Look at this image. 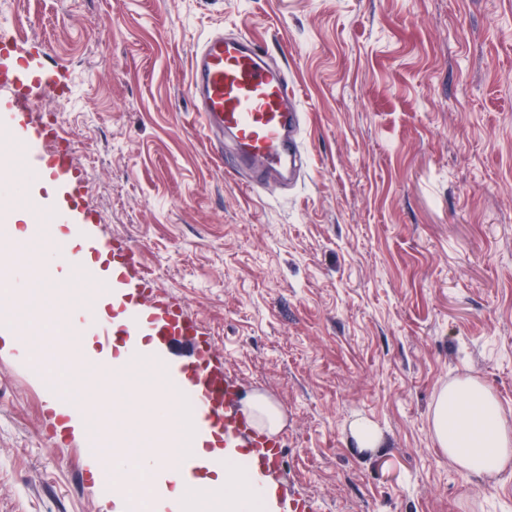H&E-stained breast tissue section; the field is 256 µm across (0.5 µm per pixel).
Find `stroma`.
<instances>
[{
    "mask_svg": "<svg viewBox=\"0 0 512 512\" xmlns=\"http://www.w3.org/2000/svg\"><path fill=\"white\" fill-rule=\"evenodd\" d=\"M56 92L0 94L11 127H58L94 236L136 250L198 319L240 395L285 424L269 512H512V464L462 471L435 401L472 379L512 419V0H0ZM248 33L304 114L296 182L235 185L190 93L210 33ZM22 336L73 378L112 442L108 382L81 369L60 301ZM377 424L361 448L350 424ZM89 449L0 353V512H101Z\"/></svg>",
    "mask_w": 512,
    "mask_h": 512,
    "instance_id": "obj_1",
    "label": "stroma"
}]
</instances>
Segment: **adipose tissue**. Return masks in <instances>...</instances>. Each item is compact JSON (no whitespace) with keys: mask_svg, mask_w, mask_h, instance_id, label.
Segmentation results:
<instances>
[{"mask_svg":"<svg viewBox=\"0 0 512 512\" xmlns=\"http://www.w3.org/2000/svg\"><path fill=\"white\" fill-rule=\"evenodd\" d=\"M147 351V345L135 337L94 357L97 373L110 381L113 394H122L134 383L155 389L152 414L164 419L170 429L158 437L148 433L118 437L112 453L114 473H132L148 488H159L171 512H266L270 500L265 488L245 477L232 458H225L223 471H211L210 452L200 447L192 451L195 470L169 465L170 457L184 452L177 433L181 415L168 398L169 385H156L138 361V354ZM432 430L449 460L468 473H494L512 463V426L494 394L478 382L460 381L441 391Z\"/></svg>","mask_w":512,"mask_h":512,"instance_id":"adipose-tissue-1","label":"adipose tissue"}]
</instances>
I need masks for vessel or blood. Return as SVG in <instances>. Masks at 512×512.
Listing matches in <instances>:
<instances>
[{
	"mask_svg": "<svg viewBox=\"0 0 512 512\" xmlns=\"http://www.w3.org/2000/svg\"><path fill=\"white\" fill-rule=\"evenodd\" d=\"M10 48V37H0V55L11 57L10 67L0 73V93L31 85L53 89L48 69L32 66L24 56L11 55ZM190 89L206 132L219 129L232 138L234 153L224 163L225 172L233 176L243 168L253 169L252 179L245 183L247 189H256L266 172L288 173L301 161L303 115L296 88L284 68L266 62L251 36L242 32L229 37L220 32L210 34L192 58ZM55 137L51 129L35 136L16 134L15 142L22 152L13 164L12 179L0 183V198L16 208H26L30 204L27 185L32 178L51 182L69 171L68 153L48 154L40 149L41 144ZM43 222L56 228L67 227L76 238L87 235L86 225L74 221L66 208L47 209ZM40 244L49 261L69 259L72 276L68 288L83 304H90L94 289L126 287V322L117 328L97 325L101 345L140 331L164 343L175 336H198V321L182 308L164 299L145 301L149 280L140 279L135 288L129 286L128 279L135 269L133 252L113 255L111 277L94 279L88 270V254L71 253L69 246L55 235L42 238ZM211 356L210 341L201 339L191 360L182 363L158 356L153 370L162 380L171 373H180L186 390L193 394L194 402L183 423L186 434L193 436L199 427H207L227 447L238 449L252 475L261 483H268L276 472L280 444L254 429L244 415L235 411L237 389L223 369L214 366Z\"/></svg>",
	"mask_w": 512,
	"mask_h": 512,
	"instance_id": "obj_1",
	"label": "vessel or blood"
}]
</instances>
